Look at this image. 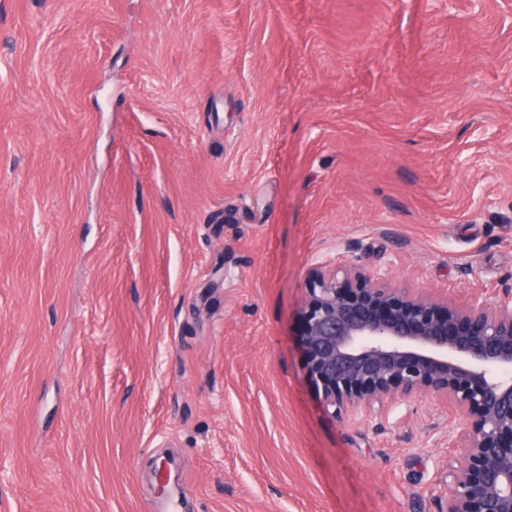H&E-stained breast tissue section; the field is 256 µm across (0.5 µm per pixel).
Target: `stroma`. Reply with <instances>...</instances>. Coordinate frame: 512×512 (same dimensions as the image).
<instances>
[{
    "mask_svg": "<svg viewBox=\"0 0 512 512\" xmlns=\"http://www.w3.org/2000/svg\"><path fill=\"white\" fill-rule=\"evenodd\" d=\"M349 263L512 290V0H0V512H436L448 405L307 380Z\"/></svg>",
    "mask_w": 512,
    "mask_h": 512,
    "instance_id": "35a3bbf8",
    "label": "stroma"
}]
</instances>
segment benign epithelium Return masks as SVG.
Masks as SVG:
<instances>
[{"label": "benign epithelium", "mask_w": 512, "mask_h": 512, "mask_svg": "<svg viewBox=\"0 0 512 512\" xmlns=\"http://www.w3.org/2000/svg\"><path fill=\"white\" fill-rule=\"evenodd\" d=\"M306 291L298 342L324 410L343 423L445 401L461 427L438 512H512V292L460 304L350 265Z\"/></svg>", "instance_id": "1"}]
</instances>
